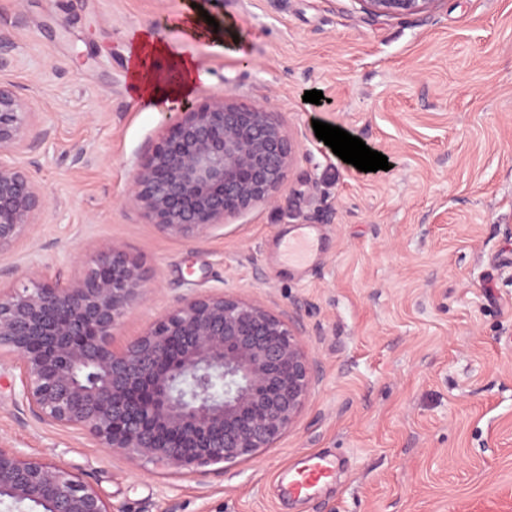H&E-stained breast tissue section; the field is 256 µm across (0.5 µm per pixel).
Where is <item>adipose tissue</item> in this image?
Segmentation results:
<instances>
[{"mask_svg": "<svg viewBox=\"0 0 512 512\" xmlns=\"http://www.w3.org/2000/svg\"><path fill=\"white\" fill-rule=\"evenodd\" d=\"M185 37L205 42L209 50L231 52L246 57V43L238 39L233 22L208 25L198 9L186 8L182 15ZM127 68L131 97L147 103L162 104L188 101L198 83L207 79L195 55L173 47L157 37L148 27H139L128 34Z\"/></svg>", "mask_w": 512, "mask_h": 512, "instance_id": "adipose-tissue-1", "label": "adipose tissue"}]
</instances>
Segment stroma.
<instances>
[{"label":"stroma","mask_w":512,"mask_h":512,"mask_svg":"<svg viewBox=\"0 0 512 512\" xmlns=\"http://www.w3.org/2000/svg\"><path fill=\"white\" fill-rule=\"evenodd\" d=\"M187 0H0V83L35 104L46 142L20 155L47 205L0 252V286L68 281L98 246L150 277L115 330L122 346L175 297L225 292L288 317L318 381L297 422L255 458L164 475L87 433L17 410L0 364V445L48 457L112 512H512V0H439L373 18L359 0H208L247 59L194 51L192 103H271L298 141L277 203L193 243L161 233L128 195L136 165L184 111L127 92L126 35L181 46ZM322 91L315 105L304 92ZM359 137L389 170L345 164L312 127ZM311 225L306 271L280 259ZM321 453L332 481L288 494Z\"/></svg>","instance_id":"stroma-1"}]
</instances>
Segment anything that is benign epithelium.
I'll list each match as a JSON object with an SVG mask.
<instances>
[{
	"label": "benign epithelium",
	"instance_id": "obj_1",
	"mask_svg": "<svg viewBox=\"0 0 512 512\" xmlns=\"http://www.w3.org/2000/svg\"><path fill=\"white\" fill-rule=\"evenodd\" d=\"M373 17L429 14L440 0H359ZM32 103L0 84V252L39 223L45 196L10 156L40 144ZM297 160L277 113L226 95L169 122L134 170L130 198L163 233L192 242L274 201ZM140 264L98 248L71 280L0 291V358L20 371L36 421L172 472L248 459L300 416L317 376L289 321L234 295L178 297L124 347L112 337L146 296ZM42 512H111L73 471L0 447V501Z\"/></svg>",
	"mask_w": 512,
	"mask_h": 512
}]
</instances>
